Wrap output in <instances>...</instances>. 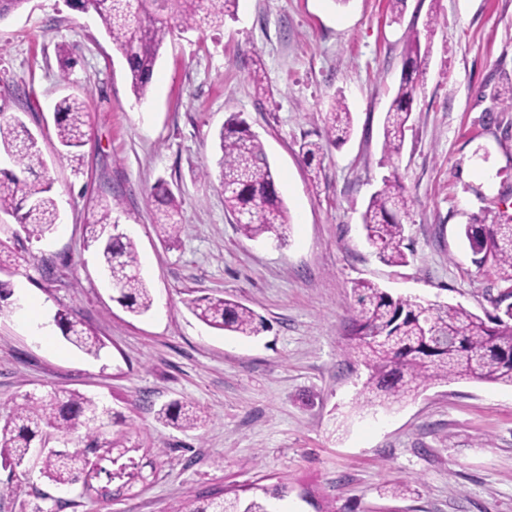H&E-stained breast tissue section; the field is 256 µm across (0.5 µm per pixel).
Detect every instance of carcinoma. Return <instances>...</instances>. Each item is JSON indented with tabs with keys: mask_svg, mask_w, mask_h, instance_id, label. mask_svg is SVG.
Instances as JSON below:
<instances>
[{
	"mask_svg": "<svg viewBox=\"0 0 512 512\" xmlns=\"http://www.w3.org/2000/svg\"><path fill=\"white\" fill-rule=\"evenodd\" d=\"M82 12H93L112 45L125 60L130 88L137 100L146 98L159 51L175 29L201 25L224 26L236 15L237 0H70ZM408 56L398 90L384 120L383 154L387 160L400 156L417 91L423 86L416 32L408 34ZM56 136L73 162L82 146L87 126L85 100L67 96L54 108ZM352 117L343 98L332 100L326 112L324 138L329 144L346 142ZM220 157L218 177L224 188L225 209L234 217L240 233L255 239L274 237L286 244L291 233L288 210L280 195L277 174L258 136L247 121L233 113L217 134ZM11 167L0 169V213L12 216L24 231L38 239L52 233L59 221L53 181L45 175V161L37 138L15 115L0 113V155ZM156 208L155 225L162 241L178 240L182 224L179 205L166 183H157L150 193ZM413 205L397 173L382 178L362 214L368 244L390 264H405V227L402 218ZM116 204L104 202L85 225L87 242L96 249L103 274L119 284L115 301L133 315L148 312L153 305L150 288L140 274L138 252L126 235L105 238L116 220ZM464 235L470 248L491 261L501 282L512 288V224H467ZM353 292L358 308L353 319L349 353L360 356L369 377L358 406L390 409L401 404L422 386L468 380L512 386V305L483 319L461 306L423 303L411 297H393L378 286L360 282ZM192 314L204 324L237 336L255 337L269 329L263 316L252 308L224 296H204L189 303ZM56 327L69 343L97 358L103 340L71 313L60 311ZM104 404L76 392L53 391L31 394L11 408L0 426V463L21 466L30 449L50 432L68 443L84 433L85 447L72 451L49 448L42 458V473L56 486L82 487V494L112 500L129 491L141 479L135 463L120 472L98 466L91 455L101 451L109 461L121 460L132 449L112 443L99 448V435L92 425L102 415ZM158 419L182 431L203 427L206 416L197 408L173 401L157 412ZM269 498L243 500L238 495L216 500H193L179 512H271Z\"/></svg>",
	"mask_w": 512,
	"mask_h": 512,
	"instance_id": "cac0c4a2",
	"label": "carcinoma"
}]
</instances>
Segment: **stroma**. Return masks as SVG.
Returning a JSON list of instances; mask_svg holds the SVG:
<instances>
[{
	"instance_id": "35a3bbf8",
	"label": "stroma",
	"mask_w": 512,
	"mask_h": 512,
	"mask_svg": "<svg viewBox=\"0 0 512 512\" xmlns=\"http://www.w3.org/2000/svg\"><path fill=\"white\" fill-rule=\"evenodd\" d=\"M421 39L427 75L412 128L383 163L382 127L407 56ZM73 62L61 66L58 50ZM512 0H239L223 28L174 31L145 102L100 21L68 0H27L0 19V111L37 137L60 221L36 239H0L16 262L0 303V421L29 393L78 392L110 406L145 482L111 502L59 494L31 453L0 467V512H174L187 501L249 497L284 485L281 512H512V387L454 381L419 388L391 410H358L368 376L348 353L352 286L369 281L395 297L493 312L504 291L463 234L467 224L512 222ZM84 98L81 163L60 151L54 106ZM353 133L320 164L299 149L319 140L335 96ZM242 114L276 170L292 230L285 246L245 238L224 208L216 134ZM399 173L414 201L408 263L381 262L361 214L383 176ZM166 182L182 231L164 244L149 192ZM134 241L154 304L132 316L112 299L85 226L100 202ZM221 293L271 325L245 339L199 322L190 299ZM41 317L51 345L31 335L18 306ZM68 311L106 343L92 358L54 328ZM199 405L205 427L181 431L161 406ZM404 483V495L391 496Z\"/></svg>"
}]
</instances>
